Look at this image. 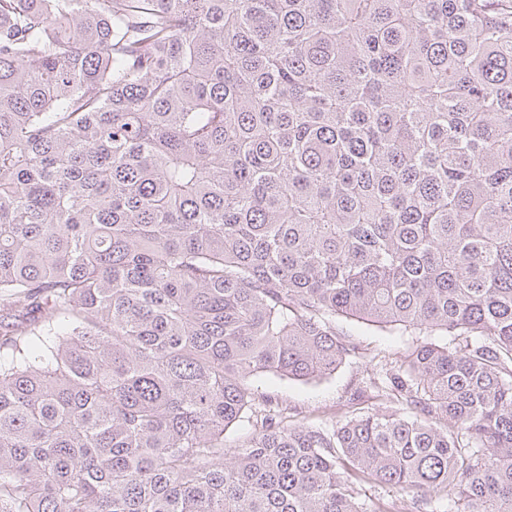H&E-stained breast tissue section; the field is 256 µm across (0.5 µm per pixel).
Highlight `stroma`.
<instances>
[{
    "label": "stroma",
    "mask_w": 512,
    "mask_h": 512,
    "mask_svg": "<svg viewBox=\"0 0 512 512\" xmlns=\"http://www.w3.org/2000/svg\"><path fill=\"white\" fill-rule=\"evenodd\" d=\"M336 329L356 344L358 354L347 357L331 375L301 382L285 377L265 375L260 390L279 405L286 407L297 424L317 425L338 421L350 412V398L361 381L381 369L393 366L421 338L418 335L366 325L337 318Z\"/></svg>",
    "instance_id": "stroma-1"
}]
</instances>
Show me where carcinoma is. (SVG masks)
Wrapping results in <instances>:
<instances>
[{"instance_id": "cac0c4a2", "label": "carcinoma", "mask_w": 512, "mask_h": 512, "mask_svg": "<svg viewBox=\"0 0 512 512\" xmlns=\"http://www.w3.org/2000/svg\"><path fill=\"white\" fill-rule=\"evenodd\" d=\"M338 316L448 342L258 417ZM371 484L512 512V0H0V512Z\"/></svg>"}]
</instances>
